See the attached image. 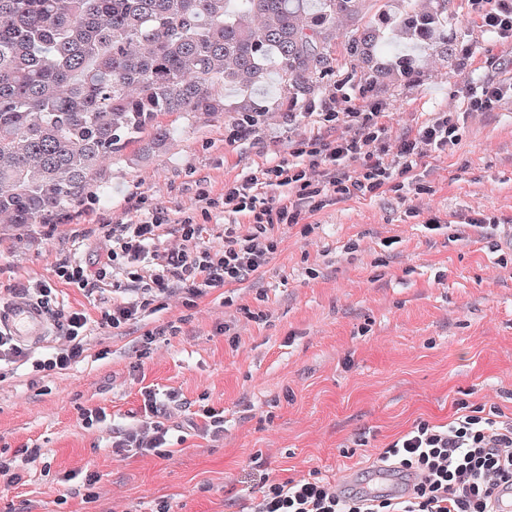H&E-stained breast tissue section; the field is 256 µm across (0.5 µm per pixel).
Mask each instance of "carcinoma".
<instances>
[{"label":"carcinoma","mask_w":512,"mask_h":512,"mask_svg":"<svg viewBox=\"0 0 512 512\" xmlns=\"http://www.w3.org/2000/svg\"><path fill=\"white\" fill-rule=\"evenodd\" d=\"M0 0V223L48 224L95 197L112 157L158 152L170 112L311 106L346 66L366 84L410 79L418 46L448 63L454 0ZM351 22L344 53L336 26ZM240 97L224 105V88Z\"/></svg>","instance_id":"1"}]
</instances>
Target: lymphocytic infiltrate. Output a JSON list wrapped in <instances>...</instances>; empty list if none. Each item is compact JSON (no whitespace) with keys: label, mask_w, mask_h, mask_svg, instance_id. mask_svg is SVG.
Wrapping results in <instances>:
<instances>
[{"label":"lymphocytic infiltrate","mask_w":512,"mask_h":512,"mask_svg":"<svg viewBox=\"0 0 512 512\" xmlns=\"http://www.w3.org/2000/svg\"><path fill=\"white\" fill-rule=\"evenodd\" d=\"M462 95L465 111L435 113L414 133L394 142L389 139L385 105L369 100L354 106L325 102L319 117L335 123L333 140L310 138L289 157L225 181L220 197L201 195V202L226 217L222 246H200L204 227L186 217L179 224L183 248L158 255L149 264L145 254L167 232V213L151 210L112 225L107 231L110 247L95 269L63 260L54 268L53 281L20 287V294L33 298L69 340L51 358L34 362L35 372L59 373L84 358L81 338L91 320L85 311L59 302L56 283L90 295L100 282L111 281L112 302L103 308L98 323L120 329L136 323L172 290H180L191 306L213 291L258 278L278 249L279 228L298 224L303 213L318 211L339 196H376L400 179L408 189H416L415 170L459 143L467 114L492 111L512 97V79L468 84ZM355 161L360 169H352ZM242 216L248 217V226H240ZM140 395L139 420L117 433L115 453L144 454L169 443L156 392L145 387ZM379 460L417 473L419 484L405 498L381 499L337 492L334 484L317 475L274 481L259 469L253 475L259 494L240 503L238 512H496L497 487L512 488V420L486 417L476 408L445 424L422 420L388 444Z\"/></svg>","instance_id":"lymphocytic-infiltrate-1"}]
</instances>
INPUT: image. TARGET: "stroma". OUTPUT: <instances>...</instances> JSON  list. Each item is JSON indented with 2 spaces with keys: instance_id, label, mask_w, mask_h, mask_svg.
Wrapping results in <instances>:
<instances>
[{
  "instance_id": "obj_1",
  "label": "stroma",
  "mask_w": 512,
  "mask_h": 512,
  "mask_svg": "<svg viewBox=\"0 0 512 512\" xmlns=\"http://www.w3.org/2000/svg\"><path fill=\"white\" fill-rule=\"evenodd\" d=\"M455 51L447 68L422 62L412 83L362 89L329 81L320 100L366 93L388 105L393 136L430 113L462 109L463 84L512 72V41L479 27L456 0ZM174 129L158 154L140 144L113 157L95 200L49 224H0V290L52 280L55 264L89 265L104 249L103 225L127 221L132 206L163 209L224 233L219 197L241 170L288 155L333 127L304 112L263 113L259 136L242 135L236 113L163 116ZM421 192L348 198L279 230L261 279L214 292L188 308L172 293L120 330L92 327L85 358L35 377L31 365L0 374V450L15 473L0 474V512H236L261 464L270 479L328 478L373 464L380 449L417 421L444 424L458 402L512 417V101L470 116L447 156L417 172ZM495 218L476 230L475 214ZM437 216L438 230L424 219ZM95 234L81 237L80 225ZM358 250H349V242ZM178 323L146 361L143 333ZM177 391L162 420L170 451L112 453V433L140 411L141 387ZM224 410L220 439L192 430L201 400ZM104 407L86 428L81 413ZM352 457H343V450ZM99 475L86 489L83 471Z\"/></svg>"
}]
</instances>
